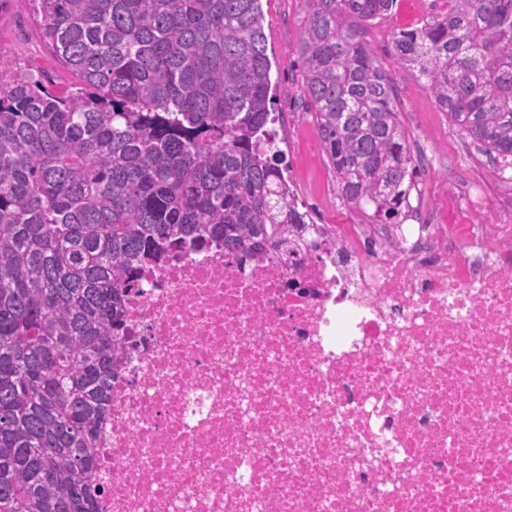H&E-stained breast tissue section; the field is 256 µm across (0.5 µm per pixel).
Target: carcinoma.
Instances as JSON below:
<instances>
[{
    "instance_id": "obj_1",
    "label": "carcinoma",
    "mask_w": 512,
    "mask_h": 512,
    "mask_svg": "<svg viewBox=\"0 0 512 512\" xmlns=\"http://www.w3.org/2000/svg\"><path fill=\"white\" fill-rule=\"evenodd\" d=\"M82 87L0 75V512H94L135 262L200 235L259 250L302 224L278 166L261 0H21ZM298 55L342 197L400 224L419 166L361 23L396 0H302ZM402 63L512 159V0H448Z\"/></svg>"
}]
</instances>
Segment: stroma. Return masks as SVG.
I'll list each match as a JSON object with an SVG mask.
<instances>
[{"instance_id":"obj_1","label":"stroma","mask_w":512,"mask_h":512,"mask_svg":"<svg viewBox=\"0 0 512 512\" xmlns=\"http://www.w3.org/2000/svg\"><path fill=\"white\" fill-rule=\"evenodd\" d=\"M267 54L271 61L275 144L280 168L299 210L319 224H350L362 214L341 196L319 137L314 115L303 99L297 43L304 20L299 0H261ZM448 11V0H396L388 16L364 24V39L394 85L400 119L411 147L420 148L425 164L417 179L424 208L438 211L448 222L468 223L467 215L448 209L445 182L460 175L482 180L484 220H491L512 202V188L487 179L489 163L461 129L440 112L430 91L414 71L402 64L393 39L402 29L420 27ZM43 20L17 0H0V74L27 72L58 91L78 88V76L64 68L42 36Z\"/></svg>"}]
</instances>
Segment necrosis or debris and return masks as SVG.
Segmentation results:
<instances>
[{"label": "necrosis or debris", "instance_id": "necrosis-or-debris-1", "mask_svg": "<svg viewBox=\"0 0 512 512\" xmlns=\"http://www.w3.org/2000/svg\"><path fill=\"white\" fill-rule=\"evenodd\" d=\"M186 241L126 294L98 512H512V206Z\"/></svg>", "mask_w": 512, "mask_h": 512}]
</instances>
